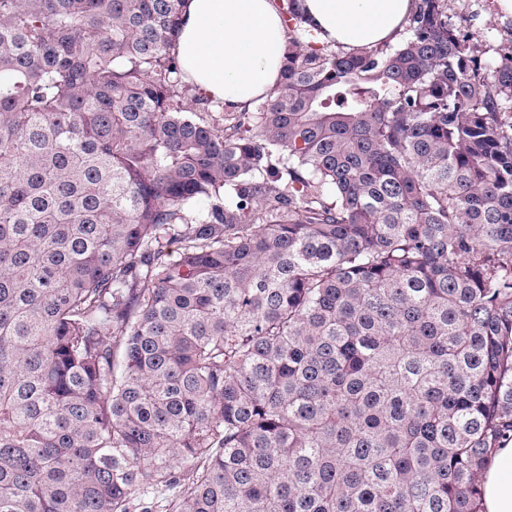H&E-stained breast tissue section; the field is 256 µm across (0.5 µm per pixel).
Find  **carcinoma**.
I'll use <instances>...</instances> for the list:
<instances>
[{
    "label": "carcinoma",
    "mask_w": 512,
    "mask_h": 512,
    "mask_svg": "<svg viewBox=\"0 0 512 512\" xmlns=\"http://www.w3.org/2000/svg\"><path fill=\"white\" fill-rule=\"evenodd\" d=\"M185 0H0V512H480L512 440V50L413 0L278 89ZM287 40L273 0H187L174 52L186 82L243 108L280 85Z\"/></svg>",
    "instance_id": "obj_1"
}]
</instances>
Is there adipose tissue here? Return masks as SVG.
<instances>
[{"label":"adipose tissue","instance_id":"ef3b65f1","mask_svg":"<svg viewBox=\"0 0 512 512\" xmlns=\"http://www.w3.org/2000/svg\"><path fill=\"white\" fill-rule=\"evenodd\" d=\"M320 41L370 47L399 39L412 0H299ZM288 30L273 0H187L174 46L184 79L241 107L280 84ZM482 512H512V442L495 449Z\"/></svg>","mask_w":512,"mask_h":512}]
</instances>
